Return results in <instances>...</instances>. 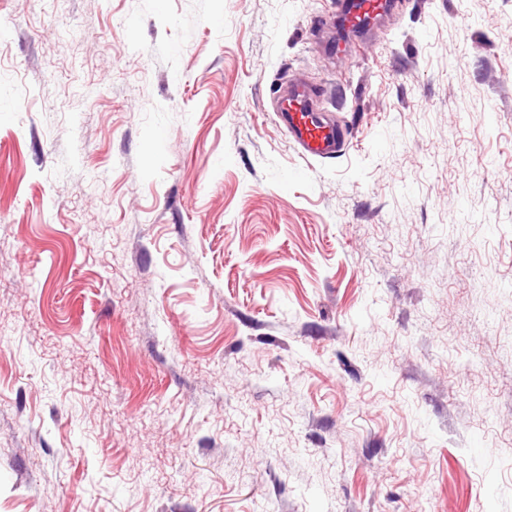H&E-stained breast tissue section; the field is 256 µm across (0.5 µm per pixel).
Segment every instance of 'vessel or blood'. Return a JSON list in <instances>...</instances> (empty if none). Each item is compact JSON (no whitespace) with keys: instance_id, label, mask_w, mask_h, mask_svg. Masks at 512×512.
I'll return each mask as SVG.
<instances>
[{"instance_id":"b4317fda","label":"vessel or blood","mask_w":512,"mask_h":512,"mask_svg":"<svg viewBox=\"0 0 512 512\" xmlns=\"http://www.w3.org/2000/svg\"><path fill=\"white\" fill-rule=\"evenodd\" d=\"M389 7V0H343L339 20L347 30L364 33ZM318 96V88L305 79H289L277 98L276 117L305 159H335L345 153L348 141L343 126L322 115L316 104Z\"/></svg>"}]
</instances>
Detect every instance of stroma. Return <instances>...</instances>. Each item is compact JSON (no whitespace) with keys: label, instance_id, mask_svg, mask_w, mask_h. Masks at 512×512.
Masks as SVG:
<instances>
[{"label":"stroma","instance_id":"stroma-1","mask_svg":"<svg viewBox=\"0 0 512 512\" xmlns=\"http://www.w3.org/2000/svg\"><path fill=\"white\" fill-rule=\"evenodd\" d=\"M317 18L0 0V512H512V0ZM319 89L303 78H292L282 88L274 108L289 141L307 160L335 159L348 147L345 128L334 116L317 108Z\"/></svg>","mask_w":512,"mask_h":512}]
</instances>
